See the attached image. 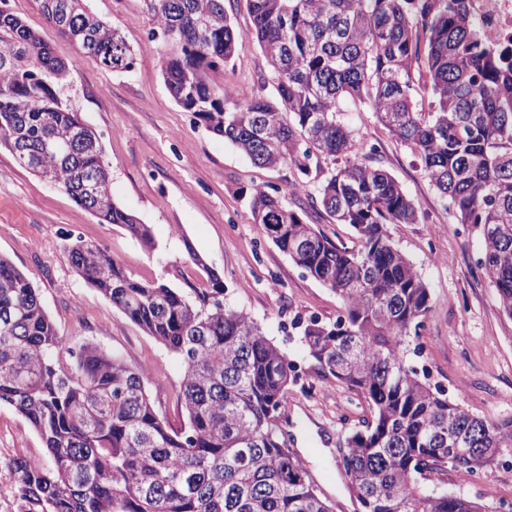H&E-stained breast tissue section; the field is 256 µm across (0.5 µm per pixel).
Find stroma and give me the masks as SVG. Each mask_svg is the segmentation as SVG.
Masks as SVG:
<instances>
[{
    "label": "stroma",
    "instance_id": "1",
    "mask_svg": "<svg viewBox=\"0 0 512 512\" xmlns=\"http://www.w3.org/2000/svg\"><path fill=\"white\" fill-rule=\"evenodd\" d=\"M87 6L126 41L134 56L131 70L108 71L95 58L77 56L71 41L46 23L40 0H6L7 9L37 30L57 57L76 60L57 88L58 97L99 134L112 197L150 227L154 246L144 248L123 228L99 223L61 188L19 167L0 146V254L37 288L66 348L76 352L94 345L144 368L156 409L175 428L186 420L178 400L181 357L81 280L66 245L77 237L96 244L141 282H163L187 294L204 287L205 271L213 269L223 282L225 303L261 323L295 366L296 381L283 403L290 447L306 460L335 512H361L338 448L371 419V407L354 391L316 376L292 327L298 317L335 320L342 302L296 267L268 238L264 225L253 223L245 191L256 184L278 191L304 223L350 247L357 244L354 230L334 223L305 197L291 195L299 178L294 167L254 165L173 101L162 79V44L150 35L153 23L144 0H87ZM224 8L241 46L224 67L211 71V83L243 101L272 94L243 0H224ZM345 120L357 140L372 148L370 164L387 170L419 211L416 223L388 227L431 292L411 364L485 421L512 418V317L502 311L495 288L475 273L479 228L459 222L415 155L388 133L368 104L349 105ZM437 253L448 255V263H436ZM200 258L205 261L201 267L196 264ZM0 448L16 457L45 454L41 439L5 405L0 407ZM432 485L477 501L486 512H500L512 504V453L497 456L469 481L450 470L435 475Z\"/></svg>",
    "mask_w": 512,
    "mask_h": 512
}]
</instances>
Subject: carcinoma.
<instances>
[{
    "instance_id": "1",
    "label": "carcinoma",
    "mask_w": 512,
    "mask_h": 512,
    "mask_svg": "<svg viewBox=\"0 0 512 512\" xmlns=\"http://www.w3.org/2000/svg\"><path fill=\"white\" fill-rule=\"evenodd\" d=\"M46 21L106 69L133 67L131 50L87 0H40ZM165 48L162 76L173 100L255 165L301 175L333 169L315 185L292 184L357 245L333 242L264 185L248 191L253 223L343 301L336 320L299 323L318 374L363 396L373 415L341 449L362 512H482L463 495L428 489L451 468L470 476L512 452V418L489 423L419 375L408 360L431 294L392 242L390 224L419 213L399 182L363 160L343 115L367 103L420 161L462 224L481 229V275L512 316V44L476 36L465 0H245L273 95L240 101L209 81L239 49L224 0H144ZM0 145L33 153L26 170L60 187L101 224L143 245L150 228L112 198L99 136L64 108L57 85L69 63L39 33L0 9ZM428 107L417 100L419 89ZM69 150L37 155L49 138ZM98 176L88 202L83 181ZM75 272L147 335L183 361L187 423L173 429L153 406L145 371L96 346L69 353L38 291L0 255V406L20 414L46 458L12 463L18 512H333L307 465L289 447L282 405L295 382L286 353L245 311L224 303L220 277L194 297L143 283L79 238Z\"/></svg>"
}]
</instances>
